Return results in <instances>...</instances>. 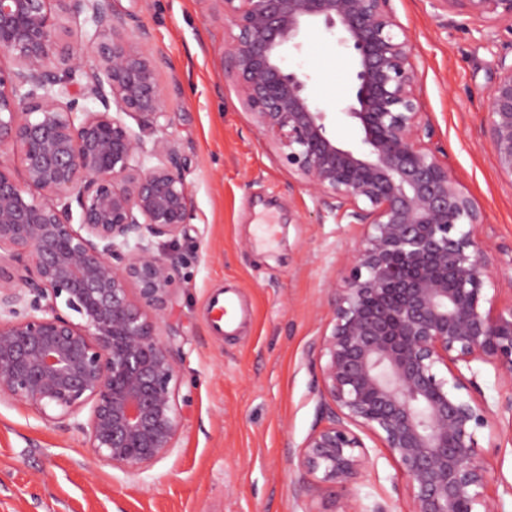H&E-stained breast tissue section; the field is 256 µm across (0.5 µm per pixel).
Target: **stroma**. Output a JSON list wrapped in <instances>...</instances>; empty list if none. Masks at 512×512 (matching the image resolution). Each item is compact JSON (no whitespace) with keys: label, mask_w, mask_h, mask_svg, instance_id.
I'll return each instance as SVG.
<instances>
[{"label":"stroma","mask_w":512,"mask_h":512,"mask_svg":"<svg viewBox=\"0 0 512 512\" xmlns=\"http://www.w3.org/2000/svg\"><path fill=\"white\" fill-rule=\"evenodd\" d=\"M124 35L146 29L170 112L164 135L190 189V216L173 254L180 281L167 307L175 338L182 427L174 450L131 476L99 462L76 419L45 423L0 400V512H333L346 493L300 492L297 453L324 414L312 351L331 319L362 228L319 221L311 195L255 128L226 77L234 31L221 0H112ZM418 64V97L442 159L484 216L480 239L512 249V181L484 135L499 56L512 58L501 24L447 12L432 0H391ZM286 58L311 75L324 106L351 96L352 56L324 28H308ZM234 291L237 330L211 333L209 298ZM482 453L512 479V416L497 413ZM405 479L386 459L355 493L405 512Z\"/></svg>","instance_id":"stroma-1"}]
</instances>
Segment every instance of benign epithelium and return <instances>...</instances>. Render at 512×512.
I'll return each instance as SVG.
<instances>
[{
	"label": "benign epithelium",
	"instance_id": "1",
	"mask_svg": "<svg viewBox=\"0 0 512 512\" xmlns=\"http://www.w3.org/2000/svg\"><path fill=\"white\" fill-rule=\"evenodd\" d=\"M221 2L237 29L228 74L258 132L320 209L362 225L331 331L314 347L327 415L297 455L302 492L353 488L372 463L367 437L404 476L408 512H501L489 484L512 497V483L478 437L494 411L512 414V392L493 407L478 378L490 364L512 387V302L496 298L512 295V280L488 296L484 217L431 146L414 47L391 0ZM435 2L512 32V0ZM81 17L89 68L63 38L64 21ZM311 26L355 58L339 114L359 129L356 145L336 140L311 76L284 58ZM146 39L117 34L112 0H0V51L16 63L0 69V147L21 170L0 164V398L44 422L90 408L93 454L127 474L168 456L181 431L164 324L179 269L157 242L176 246L190 190L173 145L147 144L121 118L154 132L170 121ZM497 70L485 134L512 181V63ZM89 98L99 108L81 104ZM338 512L387 510H364L353 494Z\"/></svg>",
	"mask_w": 512,
	"mask_h": 512
}]
</instances>
